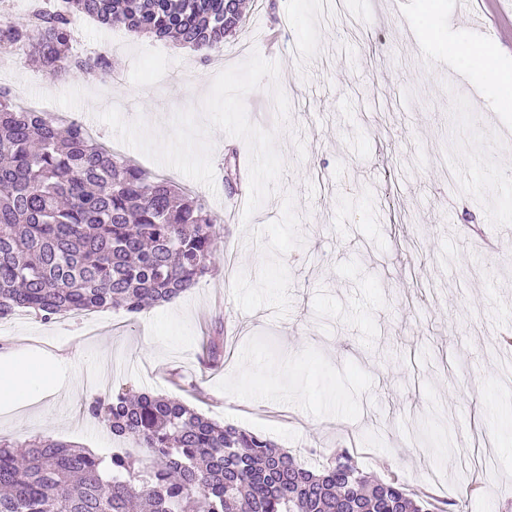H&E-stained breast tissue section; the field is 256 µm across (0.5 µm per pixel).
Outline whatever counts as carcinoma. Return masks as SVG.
Segmentation results:
<instances>
[{
    "instance_id": "1",
    "label": "carcinoma",
    "mask_w": 512,
    "mask_h": 512,
    "mask_svg": "<svg viewBox=\"0 0 512 512\" xmlns=\"http://www.w3.org/2000/svg\"><path fill=\"white\" fill-rule=\"evenodd\" d=\"M173 38L207 56L243 24L245 0H60L0 21V47L26 43L52 78L112 71L71 54V18ZM224 225L205 203L122 161L74 124L19 109L0 88V319L169 303L216 268ZM146 458L105 459L51 437L0 438V512H433L398 479L364 475L346 449L320 469L252 432L163 394L86 403Z\"/></svg>"
}]
</instances>
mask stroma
I'll return each instance as SVG.
<instances>
[{"instance_id": "stroma-1", "label": "stroma", "mask_w": 512, "mask_h": 512, "mask_svg": "<svg viewBox=\"0 0 512 512\" xmlns=\"http://www.w3.org/2000/svg\"><path fill=\"white\" fill-rule=\"evenodd\" d=\"M442 0L458 44L501 42L512 63V5L487 31ZM422 0H256L242 31L201 61L168 40L87 20L89 53L110 55L118 79H38L24 55L0 84L109 133L100 111L144 118L167 135L171 115L199 108L220 69L251 51L280 66L290 103L279 123L268 86L249 93L256 126L277 133L286 172L244 219L248 180L230 191L216 130L214 185L139 151L116 150L193 188L224 226L215 271L175 305L60 316L26 312L0 324V359L51 362L35 403L0 409V437L49 436L107 456L123 450L85 405L119 387L173 396L224 424L260 434L309 467L348 449L363 472L428 487L448 512H512V385L490 348L512 337V112L494 108L461 55L422 39ZM481 110L482 126L467 115ZM224 336L211 367L203 347Z\"/></svg>"}]
</instances>
